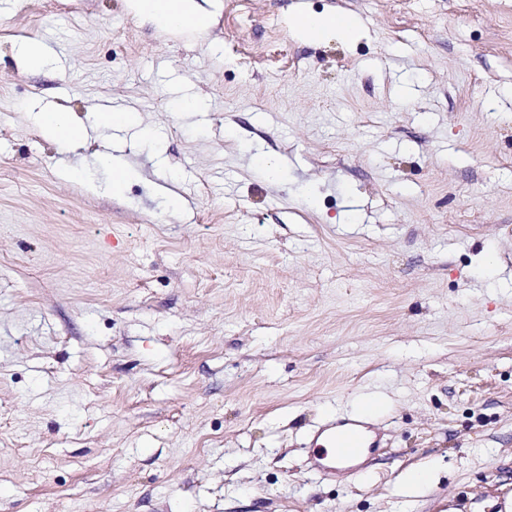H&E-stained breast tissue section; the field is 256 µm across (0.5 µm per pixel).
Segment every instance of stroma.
<instances>
[{"instance_id": "1", "label": "stroma", "mask_w": 512, "mask_h": 512, "mask_svg": "<svg viewBox=\"0 0 512 512\" xmlns=\"http://www.w3.org/2000/svg\"><path fill=\"white\" fill-rule=\"evenodd\" d=\"M203 6L0 0V512H512V0ZM106 101L141 127L32 120ZM366 396L379 448L317 474ZM198 0H135L137 14L151 18L162 28H181L193 21L203 26L208 15ZM206 16V17H205ZM298 18L304 37L310 40H320L328 32L344 38L353 37L356 33L355 20L344 11L336 10L325 15L301 13ZM16 58L23 67L48 69L52 63V54L41 42H21L16 49ZM35 123L46 137L71 148L84 145L90 137L87 128L74 124L65 112H37Z\"/></svg>"}]
</instances>
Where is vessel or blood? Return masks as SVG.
I'll list each match as a JSON object with an SVG mask.
<instances>
[{
    "label": "vessel or blood",
    "instance_id": "obj_1",
    "mask_svg": "<svg viewBox=\"0 0 512 512\" xmlns=\"http://www.w3.org/2000/svg\"><path fill=\"white\" fill-rule=\"evenodd\" d=\"M371 445L370 430L363 421L327 422L315 438L313 465L318 471L328 472L336 462L349 463L361 459Z\"/></svg>",
    "mask_w": 512,
    "mask_h": 512
}]
</instances>
